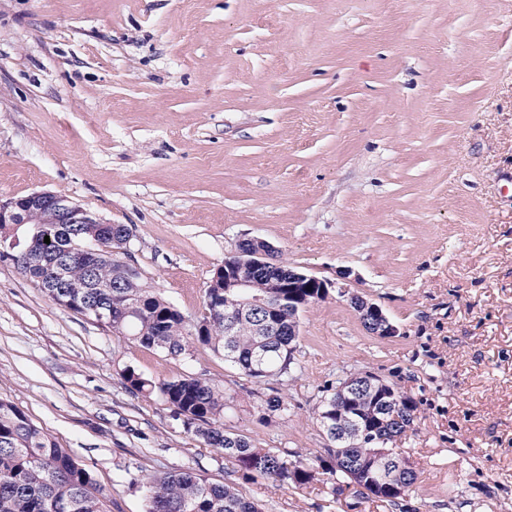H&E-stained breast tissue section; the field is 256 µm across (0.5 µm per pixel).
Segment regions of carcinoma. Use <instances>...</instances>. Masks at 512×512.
<instances>
[{
  "mask_svg": "<svg viewBox=\"0 0 512 512\" xmlns=\"http://www.w3.org/2000/svg\"><path fill=\"white\" fill-rule=\"evenodd\" d=\"M29 233L45 228L37 241L46 260L61 256L69 234L84 239H118L116 253L100 256L93 263L74 262L67 269L64 288H53L43 268H27L13 261L20 273L56 305L77 315L92 317L93 310L112 311L108 327L141 346L180 356L200 345L220 355L242 379L251 384L269 380L282 382L295 364L299 337L292 335V314L288 313V289L274 288L276 281L288 280L290 266L267 253L265 264L254 268L238 255L226 256L204 289L202 314L192 320L146 286L141 272L129 270L122 262L119 240L126 224H55L48 209L27 211ZM231 267L246 278L249 288L224 287V268ZM353 392L326 394L316 421L327 437L326 457L311 459L297 453L272 451L254 446L248 437L226 425L233 396L224 384L202 375H181L155 381L133 367L122 373L131 393L153 395L169 406L187 433L224 454L233 479L217 483L191 470L140 472L131 482L144 491L145 512H261L242 491V485L266 480L277 487L300 489L315 478V467L363 495L393 502L416 479L411 468L399 469L398 457L389 448L395 438L412 429L417 418L414 400L401 395V403L385 408L381 388L365 385L366 378L350 374ZM260 421L288 412V402L278 391L266 395ZM358 424L346 435L336 425ZM0 512H112V493L101 486L94 473L80 464L67 448L7 400L0 399Z\"/></svg>",
  "mask_w": 512,
  "mask_h": 512,
  "instance_id": "1",
  "label": "carcinoma"
}]
</instances>
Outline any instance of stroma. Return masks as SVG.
<instances>
[{"label":"stroma","mask_w":512,"mask_h":512,"mask_svg":"<svg viewBox=\"0 0 512 512\" xmlns=\"http://www.w3.org/2000/svg\"><path fill=\"white\" fill-rule=\"evenodd\" d=\"M65 196L133 229L149 287L188 317L239 242L377 303L370 333L337 292L299 314L296 365L266 385L197 347L140 346L0 263V398L144 512L131 472L230 473L157 397L203 375L259 448L322 454L324 390L372 372L417 404L393 443L418 479L393 502L317 473L244 491L262 512H512V0H0V201ZM348 298L350 306L355 309L359 317L367 320L369 325L372 326L373 330L370 331L369 325L361 320L364 327L372 334L383 337L397 335L398 328L390 321L378 304L358 294H351ZM269 389L272 393L267 394L260 405L262 415H260L259 420L262 422H269L272 416H279L288 412V402L285 398L279 395L274 388Z\"/></svg>","instance_id":"1"}]
</instances>
